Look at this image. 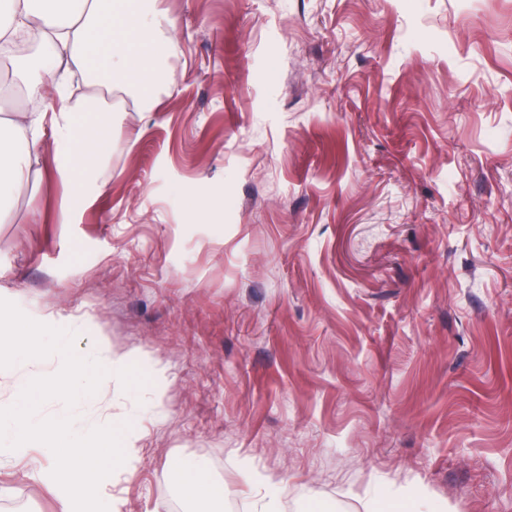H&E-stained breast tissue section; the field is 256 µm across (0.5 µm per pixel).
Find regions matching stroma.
<instances>
[{
	"mask_svg": "<svg viewBox=\"0 0 512 512\" xmlns=\"http://www.w3.org/2000/svg\"><path fill=\"white\" fill-rule=\"evenodd\" d=\"M153 111L122 88L106 168L37 173L0 223V298L124 355L71 413L128 424L121 512H512V0H160ZM60 368L0 370V401ZM0 457V512H58ZM172 478L181 496L187 501H194L200 497L208 499L211 503L224 501V483L211 477L209 465L203 459H198L187 466H174Z\"/></svg>",
	"mask_w": 512,
	"mask_h": 512,
	"instance_id": "obj_1",
	"label": "stroma"
}]
</instances>
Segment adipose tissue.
Returning a JSON list of instances; mask_svg holds the SVG:
<instances>
[{"label": "adipose tissue", "mask_w": 512, "mask_h": 512, "mask_svg": "<svg viewBox=\"0 0 512 512\" xmlns=\"http://www.w3.org/2000/svg\"><path fill=\"white\" fill-rule=\"evenodd\" d=\"M169 25L157 0H0V48L20 34L37 33L29 55L9 59L13 84L33 100L53 90L60 102L51 111L20 112L15 120L0 124V192L28 183L48 134L57 144L60 176L101 170L104 153L93 138L79 133L77 118L91 111L94 127L108 137L112 109L92 96L71 100L69 79L78 72L88 84H97L96 62L105 60L124 91L143 111H151L154 95L165 82L162 60L176 49L165 35ZM17 140L24 142V150L14 149ZM172 478L185 500H224V485L212 478L205 460L174 466Z\"/></svg>", "instance_id": "obj_1"}]
</instances>
